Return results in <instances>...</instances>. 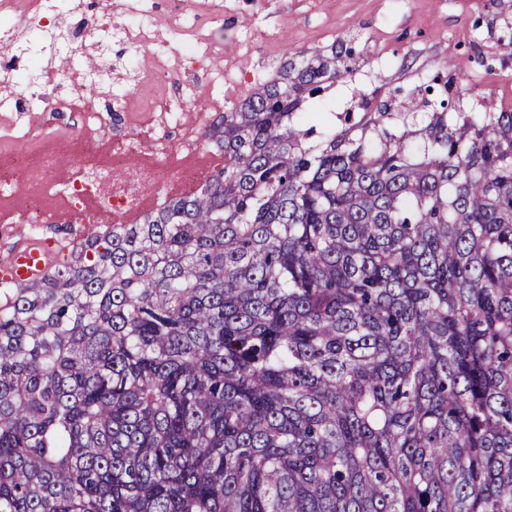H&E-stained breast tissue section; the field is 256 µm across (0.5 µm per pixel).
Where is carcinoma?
<instances>
[{
	"instance_id": "cac0c4a2",
	"label": "carcinoma",
	"mask_w": 512,
	"mask_h": 512,
	"mask_svg": "<svg viewBox=\"0 0 512 512\" xmlns=\"http://www.w3.org/2000/svg\"><path fill=\"white\" fill-rule=\"evenodd\" d=\"M359 59L289 54L201 186L0 287V512H512V103L379 71L330 125ZM356 85H358L357 78L356 84L354 80L350 81V79H347L346 82L336 83V85L328 91L327 99L325 101L327 105L335 104V107L330 109L326 108V112L343 111V109H345L350 104L352 89Z\"/></svg>"
}]
</instances>
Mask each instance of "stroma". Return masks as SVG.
Here are the masks:
<instances>
[{
	"label": "stroma",
	"instance_id": "stroma-1",
	"mask_svg": "<svg viewBox=\"0 0 512 512\" xmlns=\"http://www.w3.org/2000/svg\"><path fill=\"white\" fill-rule=\"evenodd\" d=\"M173 0H153L156 24L170 32V50L164 66L171 81L205 83L206 75L184 57L195 47L237 75V85L223 95L201 94L191 105V122L203 132L215 114L223 112L235 94L252 83L256 73L272 74L288 53L326 50L336 39L356 38L370 68L392 77L394 85L412 88L418 73L433 72L444 64L455 66L474 97L512 92V67H499L491 52L503 18L512 17V0H184L195 14L192 28L174 25ZM416 60V71H400L403 57ZM148 112L106 121L99 133V168L112 166L114 144L140 138ZM34 130L28 140L0 138V152L41 151L54 143L60 165L58 181L72 175L77 112L39 110L32 115Z\"/></svg>",
	"mask_w": 512,
	"mask_h": 512
}]
</instances>
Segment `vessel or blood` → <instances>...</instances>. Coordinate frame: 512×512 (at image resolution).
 <instances>
[{"instance_id":"obj_1","label":"vessel or blood","mask_w":512,"mask_h":512,"mask_svg":"<svg viewBox=\"0 0 512 512\" xmlns=\"http://www.w3.org/2000/svg\"><path fill=\"white\" fill-rule=\"evenodd\" d=\"M66 250L51 237L23 238L0 259V281L24 285L46 277Z\"/></svg>"}]
</instances>
